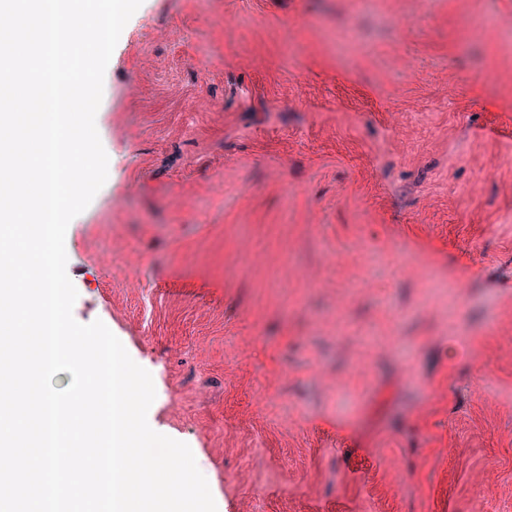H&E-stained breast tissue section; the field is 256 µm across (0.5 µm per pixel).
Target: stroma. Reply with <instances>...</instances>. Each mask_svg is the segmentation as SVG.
<instances>
[{
	"mask_svg": "<svg viewBox=\"0 0 512 512\" xmlns=\"http://www.w3.org/2000/svg\"><path fill=\"white\" fill-rule=\"evenodd\" d=\"M95 123L73 317L217 512H512V0H143Z\"/></svg>",
	"mask_w": 512,
	"mask_h": 512,
	"instance_id": "obj_1",
	"label": "stroma"
}]
</instances>
